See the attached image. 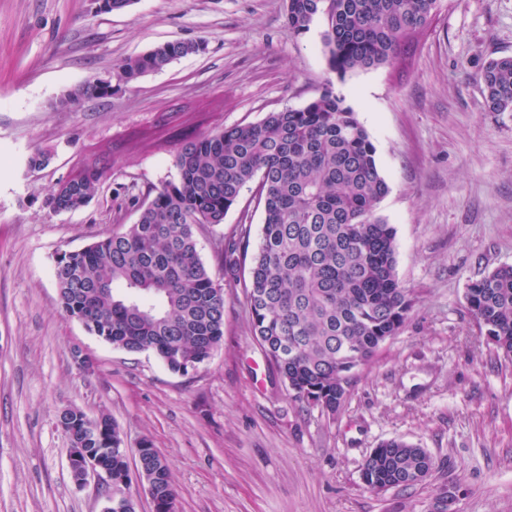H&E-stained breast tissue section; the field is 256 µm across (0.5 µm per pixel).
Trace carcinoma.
Wrapping results in <instances>:
<instances>
[{
    "label": "carcinoma",
    "mask_w": 512,
    "mask_h": 512,
    "mask_svg": "<svg viewBox=\"0 0 512 512\" xmlns=\"http://www.w3.org/2000/svg\"><path fill=\"white\" fill-rule=\"evenodd\" d=\"M443 0H285L288 31L301 35L315 17L326 21L323 48L329 71L351 73L405 64L440 13ZM205 49L202 41H168L114 65L130 83ZM485 107L512 112V56L481 71ZM94 78L59 99L112 95ZM110 157L81 166L53 186L45 206L53 213L88 205ZM176 178L146 197L132 196V224L78 251L56 258L62 311L91 333L127 352H154L177 374L205 364L224 337V287L200 257L197 235L224 223L245 187L258 181L264 222L244 281L250 332L269 365L295 398L335 414L349 374L402 330L412 300L397 274L396 232L376 213L389 185L376 148L355 112L329 82L301 108L268 113L261 121L184 138L174 155ZM251 225L219 237L215 258L238 278L239 255L250 246ZM466 304L488 340L512 360V265L471 282ZM76 408L57 426L70 444H82L129 483L128 456L109 415L88 436ZM423 448L389 439L365 460L366 484L407 487L432 471ZM139 468L156 477L158 512L176 500L166 460L142 442Z\"/></svg>",
    "instance_id": "cac0c4a2"
}]
</instances>
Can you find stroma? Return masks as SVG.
<instances>
[{"instance_id": "obj_1", "label": "stroma", "mask_w": 512, "mask_h": 512, "mask_svg": "<svg viewBox=\"0 0 512 512\" xmlns=\"http://www.w3.org/2000/svg\"><path fill=\"white\" fill-rule=\"evenodd\" d=\"M0 0V512H104L96 476L76 487L68 406L109 413L137 512H152L134 465L142 441L167 461L178 512H512V362L470 319L471 281L512 265V112L486 111L480 73L512 55V0H444L408 68L333 80L316 17L292 36L284 0ZM205 49L75 108L57 99L167 41ZM333 85L366 128L389 184L377 213L396 230L413 302L402 331L350 375L336 414L292 399L254 343L242 283H224V338L197 371L128 353L58 304L57 253L134 223L129 198L175 178L185 136L303 107ZM52 153L44 170L30 156ZM107 152L84 208L52 213L51 187ZM247 186L220 232L264 221ZM91 359L84 367L80 356ZM425 448L435 466L405 488L368 489L382 441Z\"/></svg>"}]
</instances>
